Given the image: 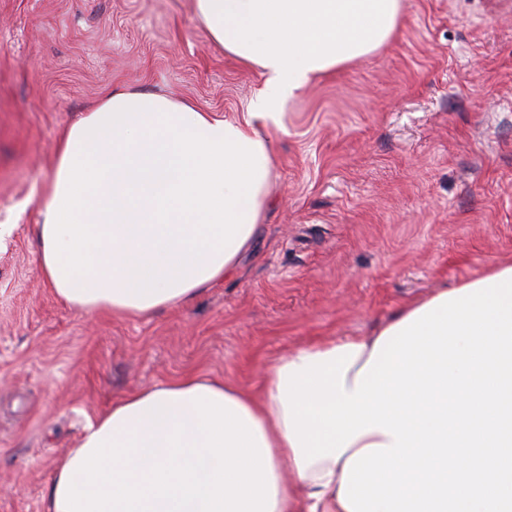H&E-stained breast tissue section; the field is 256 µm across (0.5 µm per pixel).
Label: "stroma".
I'll list each match as a JSON object with an SVG mask.
<instances>
[{
	"mask_svg": "<svg viewBox=\"0 0 512 512\" xmlns=\"http://www.w3.org/2000/svg\"><path fill=\"white\" fill-rule=\"evenodd\" d=\"M264 81L194 0H0V512H42L87 425L141 386L257 385L289 348L512 262V0H403L388 43L256 120L272 204L233 277L138 318L62 305L36 235L61 131L119 85L238 119Z\"/></svg>",
	"mask_w": 512,
	"mask_h": 512,
	"instance_id": "obj_1",
	"label": "stroma"
}]
</instances>
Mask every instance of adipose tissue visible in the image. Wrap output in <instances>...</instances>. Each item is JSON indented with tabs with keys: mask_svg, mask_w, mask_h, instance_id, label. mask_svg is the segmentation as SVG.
<instances>
[{
	"mask_svg": "<svg viewBox=\"0 0 512 512\" xmlns=\"http://www.w3.org/2000/svg\"><path fill=\"white\" fill-rule=\"evenodd\" d=\"M209 34L265 75L252 117H273L312 76L366 57L396 33L402 0H196ZM113 88L66 128L40 203L42 277L84 313L147 316L223 282L263 228L273 153L251 119ZM294 347L253 390L187 374L140 388L90 424L56 467L44 512H348L340 458L298 468L280 371L341 347Z\"/></svg>",
	"mask_w": 512,
	"mask_h": 512,
	"instance_id": "obj_1",
	"label": "adipose tissue"
}]
</instances>
